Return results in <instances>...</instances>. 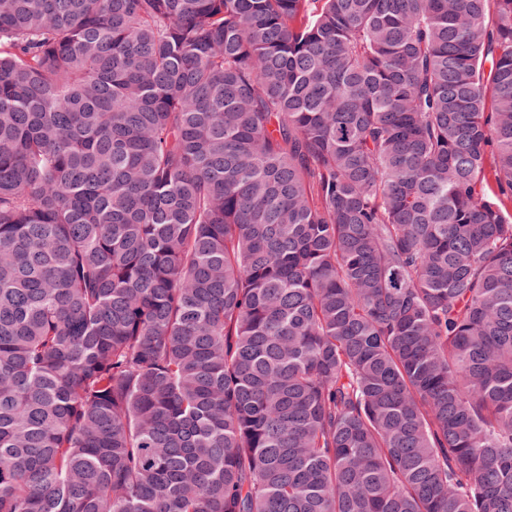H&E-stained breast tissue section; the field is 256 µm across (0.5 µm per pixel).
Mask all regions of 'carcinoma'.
Listing matches in <instances>:
<instances>
[{"instance_id": "obj_1", "label": "carcinoma", "mask_w": 512, "mask_h": 512, "mask_svg": "<svg viewBox=\"0 0 512 512\" xmlns=\"http://www.w3.org/2000/svg\"><path fill=\"white\" fill-rule=\"evenodd\" d=\"M0 512H512V0H0Z\"/></svg>"}]
</instances>
